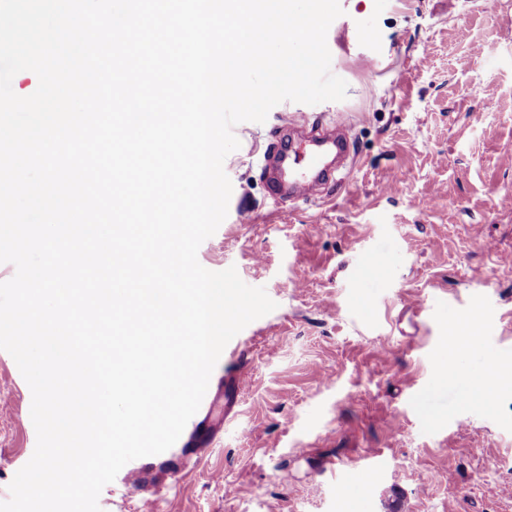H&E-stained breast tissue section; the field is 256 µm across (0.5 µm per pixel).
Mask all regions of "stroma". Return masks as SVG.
<instances>
[{
    "label": "stroma",
    "instance_id": "1",
    "mask_svg": "<svg viewBox=\"0 0 512 512\" xmlns=\"http://www.w3.org/2000/svg\"><path fill=\"white\" fill-rule=\"evenodd\" d=\"M339 2L346 99L234 127L228 214L198 250L277 304L211 375L212 396L244 374L234 414L198 457L196 413L101 512H512V392L476 401L439 375L449 320L472 314L486 329L464 368L512 361V0ZM287 111L351 136L318 198H274L264 176ZM31 400L0 350V501L35 450Z\"/></svg>",
    "mask_w": 512,
    "mask_h": 512
}]
</instances>
